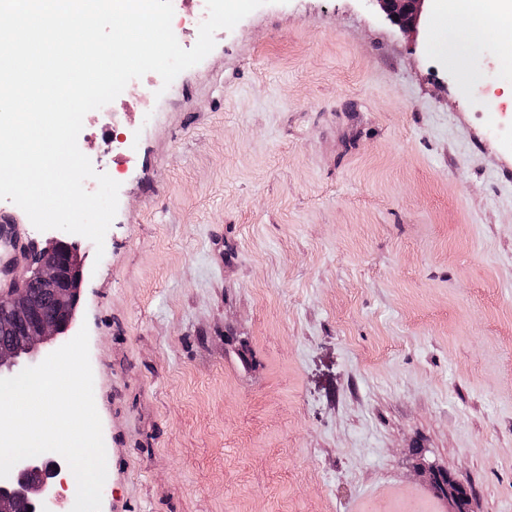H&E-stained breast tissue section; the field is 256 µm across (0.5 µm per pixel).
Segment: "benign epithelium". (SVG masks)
I'll list each match as a JSON object with an SVG mask.
<instances>
[{
  "instance_id": "benign-epithelium-1",
  "label": "benign epithelium",
  "mask_w": 512,
  "mask_h": 512,
  "mask_svg": "<svg viewBox=\"0 0 512 512\" xmlns=\"http://www.w3.org/2000/svg\"><path fill=\"white\" fill-rule=\"evenodd\" d=\"M402 30L416 25L425 0H370ZM83 277L77 248L67 232L51 240V247L32 250L29 267L17 278L11 294L0 299V329L12 332L10 345L0 347V371L18 365L23 355L35 361L40 348L64 335L72 326ZM52 311H43L44 296ZM58 460L50 455L18 462L0 479V512H56L59 498Z\"/></svg>"
}]
</instances>
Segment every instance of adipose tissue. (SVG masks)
<instances>
[{
    "label": "adipose tissue",
    "instance_id": "ef3b65f1",
    "mask_svg": "<svg viewBox=\"0 0 512 512\" xmlns=\"http://www.w3.org/2000/svg\"><path fill=\"white\" fill-rule=\"evenodd\" d=\"M492 15L499 20L502 36L512 42V0H435L434 4L435 18L448 25H455L460 17H467L465 36L473 43L483 40L485 20Z\"/></svg>",
    "mask_w": 512,
    "mask_h": 512
}]
</instances>
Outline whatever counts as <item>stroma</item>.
Listing matches in <instances>:
<instances>
[{"label": "stroma", "instance_id": "1", "mask_svg": "<svg viewBox=\"0 0 512 512\" xmlns=\"http://www.w3.org/2000/svg\"><path fill=\"white\" fill-rule=\"evenodd\" d=\"M424 6L267 0L151 102L66 344L89 334L101 512H512V66ZM471 50L444 70L448 44ZM425 1L429 0H370L402 30H408L416 25ZM395 18H398V21H395Z\"/></svg>", "mask_w": 512, "mask_h": 512}]
</instances>
